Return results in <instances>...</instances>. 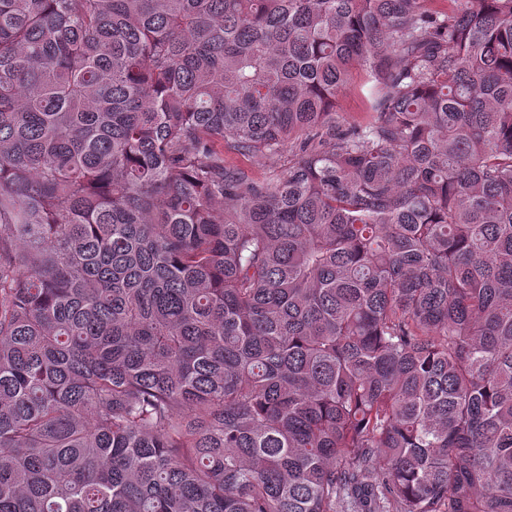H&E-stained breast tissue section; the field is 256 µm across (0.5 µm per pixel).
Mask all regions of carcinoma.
Returning a JSON list of instances; mask_svg holds the SVG:
<instances>
[{"label":"carcinoma","instance_id":"1","mask_svg":"<svg viewBox=\"0 0 512 512\" xmlns=\"http://www.w3.org/2000/svg\"><path fill=\"white\" fill-rule=\"evenodd\" d=\"M429 2L0 0V512H512V0ZM356 75L350 88L344 93L341 98L338 112L342 113L343 119L347 124H353L361 121L364 118V103L362 96L356 87Z\"/></svg>","mask_w":512,"mask_h":512}]
</instances>
